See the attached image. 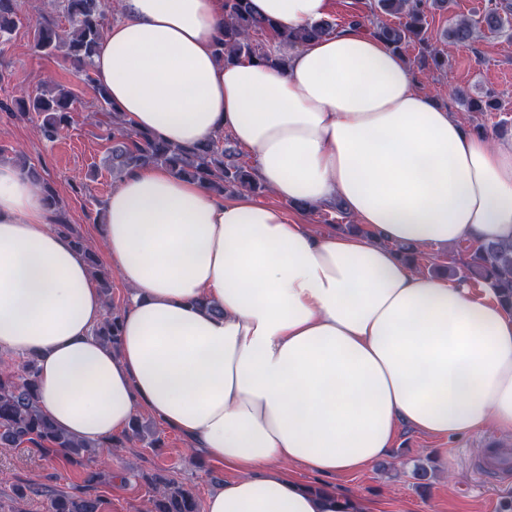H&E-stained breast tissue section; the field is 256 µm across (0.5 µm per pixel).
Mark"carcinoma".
I'll list each match as a JSON object with an SVG mask.
<instances>
[{"mask_svg":"<svg viewBox=\"0 0 512 512\" xmlns=\"http://www.w3.org/2000/svg\"><path fill=\"white\" fill-rule=\"evenodd\" d=\"M447 0H377L375 9L385 14H400L397 26L376 24L372 33L393 50L409 43L420 46L423 59L441 69L445 60L425 37L427 12L441 8ZM57 7L70 24L63 34L54 21L37 20L34 27L35 48L47 55L61 54L64 62L87 75L88 91L100 104L103 126L112 128L108 140L112 146L107 162L112 178L121 179L133 168L163 166L176 174L198 181L212 193L222 196L240 190L255 191L262 188L253 168L233 161L234 151L226 137H215L193 147L175 146L156 136L136 130L115 112L107 93L90 77L93 58L104 33L105 0H57ZM17 0H0V53L12 34L24 24ZM512 25V0H489L478 19L459 18L448 29V40L467 45L480 31L496 34ZM337 30L335 24L321 20L296 29H286L269 17L257 13L251 0H224V28L215 45V55L221 62H234L242 58H256L275 68L285 65V57L274 54L265 38L272 37L292 47L306 41L329 35ZM24 118L31 112L42 116L39 132L43 138L54 141L72 123L77 111V97L51 80L39 90L17 100ZM44 198L54 208L56 228L72 237L75 247L83 253L97 277L106 298V318L94 335L117 350L120 344V309L112 305L110 275L96 269L95 245L73 235L50 189L42 190ZM469 259L466 268L470 278L489 285L498 299L512 307V242H487L467 246ZM38 367L34 359H23L14 369L0 371V446L28 449L43 458L62 457L83 469L82 485L75 494L57 495L50 502V512H102V500L93 494L102 481V472L96 460V445L77 441L61 433L52 419L41 410L37 393ZM149 483L154 489L149 512H200L194 493L185 489L159 470Z\"/></svg>","mask_w":512,"mask_h":512,"instance_id":"carcinoma-1","label":"carcinoma"}]
</instances>
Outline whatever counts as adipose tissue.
<instances>
[{
  "label": "adipose tissue",
  "instance_id": "obj_1",
  "mask_svg": "<svg viewBox=\"0 0 512 512\" xmlns=\"http://www.w3.org/2000/svg\"><path fill=\"white\" fill-rule=\"evenodd\" d=\"M282 26L328 0H251ZM224 0H122L94 78L136 129L192 146L231 132L277 202L227 201L165 167L129 171L99 231L133 292L119 350L105 301L54 212L0 162V352L35 358L42 409L111 457L136 411L237 470L205 512H367L290 473L360 471L400 427L512 434V310L396 252L512 241V138L465 128L360 28L283 68L219 63ZM334 204L366 236L289 220Z\"/></svg>",
  "mask_w": 512,
  "mask_h": 512
}]
</instances>
